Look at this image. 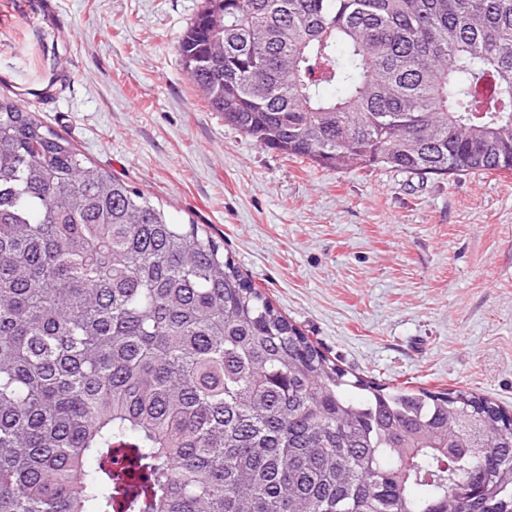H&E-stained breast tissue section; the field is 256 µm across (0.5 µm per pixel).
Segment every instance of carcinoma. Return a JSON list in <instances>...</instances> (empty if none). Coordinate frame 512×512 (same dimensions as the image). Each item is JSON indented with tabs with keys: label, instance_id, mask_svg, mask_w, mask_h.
<instances>
[{
	"label": "carcinoma",
	"instance_id": "cac0c4a2",
	"mask_svg": "<svg viewBox=\"0 0 512 512\" xmlns=\"http://www.w3.org/2000/svg\"><path fill=\"white\" fill-rule=\"evenodd\" d=\"M176 49L264 149L512 172V0H204ZM503 412L342 369L0 92V512H512Z\"/></svg>",
	"mask_w": 512,
	"mask_h": 512
}]
</instances>
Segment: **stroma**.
<instances>
[{"instance_id":"stroma-1","label":"stroma","mask_w":512,"mask_h":512,"mask_svg":"<svg viewBox=\"0 0 512 512\" xmlns=\"http://www.w3.org/2000/svg\"><path fill=\"white\" fill-rule=\"evenodd\" d=\"M203 0H0V90L223 246L343 368L512 412V174L326 170L225 125L177 38Z\"/></svg>"}]
</instances>
